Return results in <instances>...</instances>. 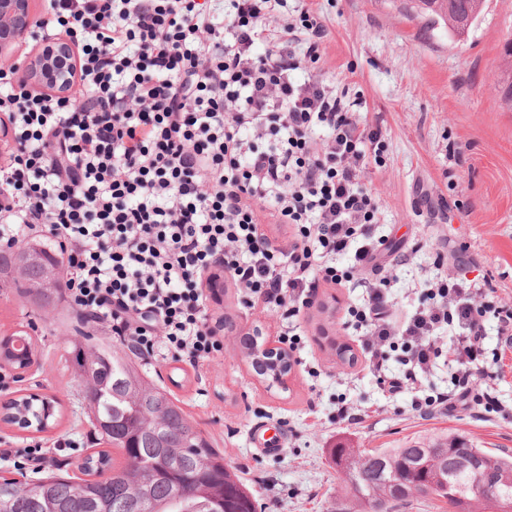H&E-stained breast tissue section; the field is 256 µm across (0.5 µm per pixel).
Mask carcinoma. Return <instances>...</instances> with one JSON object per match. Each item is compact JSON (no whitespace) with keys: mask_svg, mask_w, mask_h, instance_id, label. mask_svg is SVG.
I'll return each mask as SVG.
<instances>
[{"mask_svg":"<svg viewBox=\"0 0 512 512\" xmlns=\"http://www.w3.org/2000/svg\"><path fill=\"white\" fill-rule=\"evenodd\" d=\"M485 2L408 0V7L462 38L469 34L463 21L480 16ZM63 264L51 243L27 241L0 255V274L8 272L14 287L49 318L59 304ZM71 344L95 426L122 450L125 463L116 466L99 451L88 458V478L79 482L59 475L31 482L0 477V512H202L200 504L219 500L224 512H257L252 490L234 467L165 388L144 379L127 353L93 343L81 331ZM243 347L262 379L281 372L283 360L268 359L258 337H245ZM32 355L25 334L0 340V358L17 368ZM7 416L21 429L43 431L58 422L61 410L56 402L25 395L11 403ZM332 456L362 509L388 512L390 502L413 495L420 482L448 502V512H512V455L477 448L463 436L439 435L424 448H335ZM100 468L110 470L107 479L92 478Z\"/></svg>","mask_w":512,"mask_h":512,"instance_id":"1","label":"carcinoma"}]
</instances>
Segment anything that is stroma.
Wrapping results in <instances>:
<instances>
[{"instance_id":"stroma-1","label":"stroma","mask_w":512,"mask_h":512,"mask_svg":"<svg viewBox=\"0 0 512 512\" xmlns=\"http://www.w3.org/2000/svg\"><path fill=\"white\" fill-rule=\"evenodd\" d=\"M403 0H288V19L305 6L325 25L321 73L352 96L361 124L381 126L388 148L383 167L370 169L367 187L380 198L379 231L420 247L394 285L399 310L417 303L413 281L442 245L446 228L466 244L474 263L469 279L491 276L499 294L512 297V109L503 101L505 48L512 41V0H487L463 41L442 27L406 13ZM286 18V19H287ZM351 297L320 287L300 326L307 346L287 389H267L241 351L242 339L261 328L278 342V314L243 308L232 280L219 299H208L211 318L231 317L235 330L213 360L194 368L172 360H138L139 371L164 386L219 448L254 492L262 512H353L354 501L330 453L349 448H405L440 434L463 435L495 453H512V422L478 420L466 413L422 419L410 411L413 391L391 396L359 367L339 366L334 344H351L341 317ZM76 319L67 305L43 319L16 289L0 288V338L19 331L34 342V362L11 378L0 404L22 394L57 396L64 408L55 429L37 434L0 426V439L17 448L63 442L54 470L78 476L76 464L107 449L83 399L70 362ZM370 408L362 423L336 425V400ZM292 427L280 452H257L254 427Z\"/></svg>"}]
</instances>
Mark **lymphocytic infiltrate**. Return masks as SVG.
Instances as JSON below:
<instances>
[{
	"mask_svg": "<svg viewBox=\"0 0 512 512\" xmlns=\"http://www.w3.org/2000/svg\"><path fill=\"white\" fill-rule=\"evenodd\" d=\"M228 2L224 13L209 0H47L54 34L78 48L83 102L13 87L0 64L14 131L0 165V249L49 234L68 307L146 360L196 365L222 351L203 291L219 263L243 307L280 312L293 352L319 284L361 289L343 328L389 394L444 364L447 389L415 397L413 413L512 421L497 390L512 300L491 278L448 273L439 254L418 305L394 311L393 270L409 255L383 259L379 200L364 184L385 132L361 125L316 75L327 31L309 12L290 41L266 27L288 0ZM265 220L285 227V243L260 233Z\"/></svg>",
	"mask_w": 512,
	"mask_h": 512,
	"instance_id": "obj_1",
	"label": "lymphocytic infiltrate"
}]
</instances>
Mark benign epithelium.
I'll return each instance as SVG.
<instances>
[{
  "instance_id": "1",
  "label": "benign epithelium",
  "mask_w": 512,
  "mask_h": 512,
  "mask_svg": "<svg viewBox=\"0 0 512 512\" xmlns=\"http://www.w3.org/2000/svg\"><path fill=\"white\" fill-rule=\"evenodd\" d=\"M34 38V15L30 0H0V60L12 57L14 48ZM17 83L30 90H43L63 97L79 80L75 44L63 35L36 41L35 52L16 64Z\"/></svg>"
}]
</instances>
